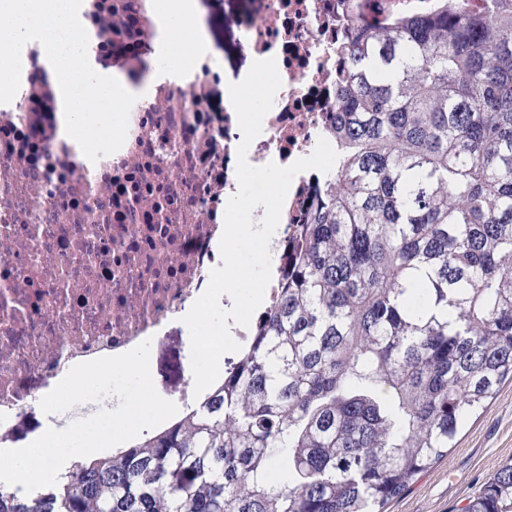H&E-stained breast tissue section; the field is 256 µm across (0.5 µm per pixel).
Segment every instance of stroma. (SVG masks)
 Wrapping results in <instances>:
<instances>
[{
	"instance_id": "stroma-1",
	"label": "stroma",
	"mask_w": 512,
	"mask_h": 512,
	"mask_svg": "<svg viewBox=\"0 0 512 512\" xmlns=\"http://www.w3.org/2000/svg\"><path fill=\"white\" fill-rule=\"evenodd\" d=\"M205 19L214 23L213 50L224 64L225 76L247 72L249 58L238 50L226 17L248 22L242 0H201ZM188 350L183 332L152 343L150 367L155 387L163 395L189 388ZM512 462V382L505 383L483 409L474 414L447 456L422 472L386 512H463L472 497L506 463Z\"/></svg>"
}]
</instances>
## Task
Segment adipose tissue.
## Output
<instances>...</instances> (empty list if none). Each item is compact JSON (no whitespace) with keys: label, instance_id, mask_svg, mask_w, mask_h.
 <instances>
[{"label":"adipose tissue","instance_id":"1","mask_svg":"<svg viewBox=\"0 0 512 512\" xmlns=\"http://www.w3.org/2000/svg\"><path fill=\"white\" fill-rule=\"evenodd\" d=\"M157 50L168 65H186L188 53L207 52L211 46L200 25L198 0H158Z\"/></svg>","mask_w":512,"mask_h":512}]
</instances>
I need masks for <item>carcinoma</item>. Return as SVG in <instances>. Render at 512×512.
I'll return each instance as SVG.
<instances>
[{"label": "carcinoma", "mask_w": 512, "mask_h": 512, "mask_svg": "<svg viewBox=\"0 0 512 512\" xmlns=\"http://www.w3.org/2000/svg\"><path fill=\"white\" fill-rule=\"evenodd\" d=\"M336 57L337 160L232 371L0 512H385L512 381V0ZM464 512H512V463Z\"/></svg>", "instance_id": "carcinoma-1"}]
</instances>
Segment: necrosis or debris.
I'll return each mask as SVG.
<instances>
[{
	"instance_id": "necrosis-or-debris-1",
	"label": "necrosis or debris",
	"mask_w": 512,
	"mask_h": 512,
	"mask_svg": "<svg viewBox=\"0 0 512 512\" xmlns=\"http://www.w3.org/2000/svg\"><path fill=\"white\" fill-rule=\"evenodd\" d=\"M156 0H83L97 63L138 80L157 35ZM241 52L285 74L251 165L288 166L330 138L336 45L354 27L433 13L438 0H246ZM36 41L22 49L21 86L0 104V445L42 431L39 406L76 364L159 340L205 291L221 263L224 213L238 190L236 113L224 67L198 53L172 76L156 71L138 98L123 146L78 161L59 135L53 87ZM319 182L298 173L272 244L288 268L296 226Z\"/></svg>"
}]
</instances>
